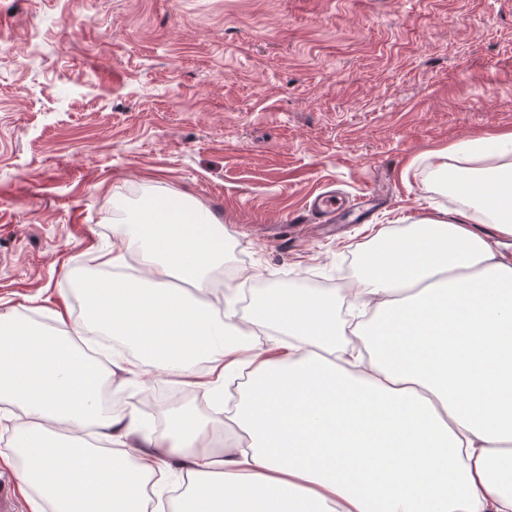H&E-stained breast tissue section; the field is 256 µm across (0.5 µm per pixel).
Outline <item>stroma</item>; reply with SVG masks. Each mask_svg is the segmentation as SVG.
Listing matches in <instances>:
<instances>
[{"mask_svg": "<svg viewBox=\"0 0 512 512\" xmlns=\"http://www.w3.org/2000/svg\"><path fill=\"white\" fill-rule=\"evenodd\" d=\"M509 131L512 0H0V311L71 329L113 224L184 195L224 226L237 315L337 292L376 233L459 208L438 151ZM327 188L375 189L366 223L301 221Z\"/></svg>", "mask_w": 512, "mask_h": 512, "instance_id": "obj_1", "label": "stroma"}]
</instances>
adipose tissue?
<instances>
[{"instance_id": "ef3b65f1", "label": "adipose tissue", "mask_w": 512, "mask_h": 512, "mask_svg": "<svg viewBox=\"0 0 512 512\" xmlns=\"http://www.w3.org/2000/svg\"><path fill=\"white\" fill-rule=\"evenodd\" d=\"M463 206L378 237L347 295L362 315L340 344L336 298L273 288L243 323L194 302L224 261V227L199 207L144 204L112 227V256L144 270L83 282L79 331L103 333L89 360L70 337L0 313V403L25 416L0 463L31 512H155L170 469L186 481L172 512H512V259L477 230L512 239V133L447 153ZM288 335L274 359L245 331ZM145 368L200 389L246 444L212 446L194 409L160 437L101 404L105 365ZM246 373L237 402L224 374Z\"/></svg>"}]
</instances>
